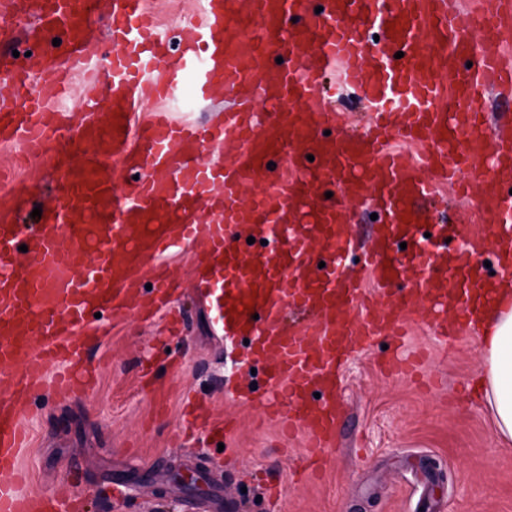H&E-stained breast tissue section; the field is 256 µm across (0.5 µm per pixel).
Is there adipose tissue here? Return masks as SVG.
Instances as JSON below:
<instances>
[{"mask_svg":"<svg viewBox=\"0 0 512 512\" xmlns=\"http://www.w3.org/2000/svg\"><path fill=\"white\" fill-rule=\"evenodd\" d=\"M501 301L481 308L484 363L480 386L499 441L512 444V281L499 285Z\"/></svg>","mask_w":512,"mask_h":512,"instance_id":"ef3b65f1","label":"adipose tissue"}]
</instances>
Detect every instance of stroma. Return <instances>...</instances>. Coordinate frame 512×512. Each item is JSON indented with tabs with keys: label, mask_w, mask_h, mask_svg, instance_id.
<instances>
[{
	"label": "stroma",
	"mask_w": 512,
	"mask_h": 512,
	"mask_svg": "<svg viewBox=\"0 0 512 512\" xmlns=\"http://www.w3.org/2000/svg\"><path fill=\"white\" fill-rule=\"evenodd\" d=\"M446 218L462 240L487 228L476 195H449ZM194 248L167 256L181 290L171 299L184 329L169 335L167 314L97 320L95 385L61 399L50 388L31 396L21 457L20 494L52 495L77 480L88 512H214L219 486L239 512H512V445L500 444L480 399L476 332L453 347L435 337L428 305H410L409 333L351 356L343 367L345 412L319 473L306 469V437H282L260 403L236 392L262 384L263 372L238 370V344H226L194 281ZM428 349L419 376L388 373V353ZM182 374L170 381L172 361ZM156 371L142 388L141 365ZM210 401L229 421L223 439L183 437L182 393ZM193 477L194 488L176 482Z\"/></svg>",
	"instance_id": "obj_1"
}]
</instances>
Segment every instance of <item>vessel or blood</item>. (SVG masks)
Listing matches in <instances>:
<instances>
[{
  "label": "vessel or blood",
  "mask_w": 512,
  "mask_h": 512,
  "mask_svg": "<svg viewBox=\"0 0 512 512\" xmlns=\"http://www.w3.org/2000/svg\"><path fill=\"white\" fill-rule=\"evenodd\" d=\"M108 14L112 57L106 97L84 94V118L58 144L69 77L90 76L96 8ZM65 36L63 56L18 64L8 46L21 22ZM376 36H367V28ZM489 32L497 51L475 52L467 33ZM0 144L48 157L56 187L26 221L29 186L0 191V512H52V499L21 495L13 481L26 444V394L49 365L65 364L56 390L66 396L93 384L85 364L99 340L94 315L120 317L163 305L175 286L160 257L201 246L197 275L213 287L226 338L250 342L263 363L264 405L284 432L305 431L308 453L336 439L338 369L351 354L395 333L399 315L372 308L347 256L361 252L384 296L411 277L410 296L428 301L441 339L467 329L477 299L496 297L479 285L471 249L449 251L453 224H432L435 183L469 171L481 187L480 212L494 228V250L512 248V194L500 189L512 167V132L492 128L472 101L512 88V0L461 15L447 0H203L198 20L168 37L144 0H0ZM346 87L374 112V130L336 132L324 84L333 64ZM199 101L221 106L215 123L178 122L144 100L174 99L185 76ZM395 137L422 147L437 172L388 150ZM238 144L227 159L202 161L210 146ZM264 185L242 203L243 186ZM341 186L349 200H372L383 215L361 243L346 209L327 198ZM435 246L423 249L425 237ZM279 238L270 251L242 249L247 238ZM34 259L18 260L20 246ZM94 253L92 263L80 258ZM320 253L323 269L305 264ZM154 266L151 289L140 271ZM256 316L246 319L245 305ZM310 314L313 325L283 326L285 310ZM361 310L360 321L347 314ZM42 348L33 351V340Z\"/></svg>",
  "instance_id": "obj_1"
}]
</instances>
